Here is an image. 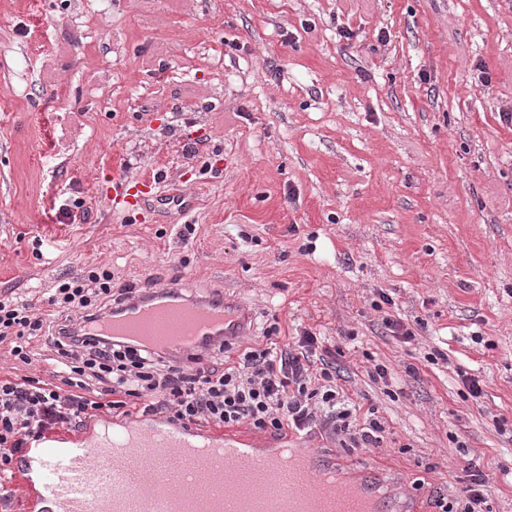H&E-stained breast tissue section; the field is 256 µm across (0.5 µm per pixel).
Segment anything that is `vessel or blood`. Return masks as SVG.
Here are the masks:
<instances>
[{"label": "vessel or blood", "instance_id": "vessel-or-blood-1", "mask_svg": "<svg viewBox=\"0 0 512 512\" xmlns=\"http://www.w3.org/2000/svg\"><path fill=\"white\" fill-rule=\"evenodd\" d=\"M167 310L184 313L188 329L171 341L152 337L149 324ZM249 316L230 304L221 289L203 292L180 281H162L132 293L111 313L88 323L91 336H109L130 345L163 352L204 350L248 332ZM222 457L234 468L247 470L264 463L277 470L283 461L311 475L309 495L289 503L287 510L258 504L247 487L235 497L240 512H338L344 493L356 496L367 512H395L378 475H364L358 484L345 485L338 478L336 460L316 457L311 449L294 447L289 438L272 448L258 450L246 435L221 431L198 432L164 420L136 423L107 418L76 435H58L24 449L15 469L29 490V512H224V501L205 492L188 495L174 486L155 482L148 458L192 464L208 481L223 483L224 474L210 470L213 457Z\"/></svg>", "mask_w": 512, "mask_h": 512}]
</instances>
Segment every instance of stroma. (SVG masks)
<instances>
[{
  "instance_id": "obj_1",
  "label": "stroma",
  "mask_w": 512,
  "mask_h": 512,
  "mask_svg": "<svg viewBox=\"0 0 512 512\" xmlns=\"http://www.w3.org/2000/svg\"><path fill=\"white\" fill-rule=\"evenodd\" d=\"M505 112L512 0H0V292L42 315L101 264L223 289L251 320L230 359L311 332L385 427L306 447L421 512L474 458L512 512ZM116 174L161 181L126 212Z\"/></svg>"
}]
</instances>
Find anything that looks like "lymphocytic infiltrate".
<instances>
[{"instance_id":"obj_1","label":"lymphocytic infiltrate","mask_w":512,"mask_h":512,"mask_svg":"<svg viewBox=\"0 0 512 512\" xmlns=\"http://www.w3.org/2000/svg\"><path fill=\"white\" fill-rule=\"evenodd\" d=\"M127 294L113 289L110 269L101 266L56 281L48 303L60 317L51 323L16 297L0 298V346L27 365L35 346L55 353L52 380L0 377V483L13 479L11 463L28 444L122 408L126 397L139 401L141 414L187 425L247 424L278 436L322 427L355 448L382 442L381 422L358 424L355 408L333 386L329 367L320 371L323 386L313 387L307 363L321 343L312 333L291 347L249 348L233 362L224 359L219 344L207 363L199 353L180 357L148 350L86 335L78 326V319L111 311Z\"/></svg>"}]
</instances>
